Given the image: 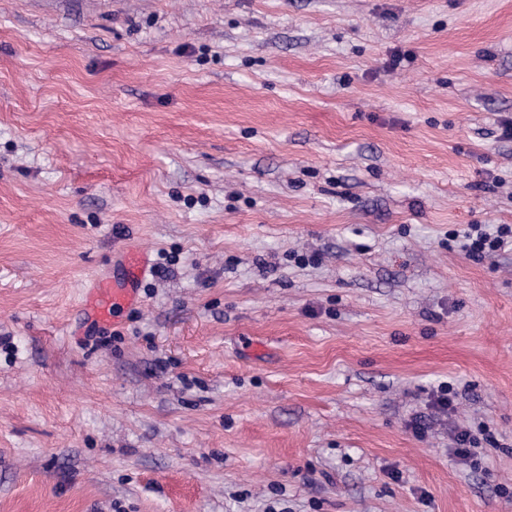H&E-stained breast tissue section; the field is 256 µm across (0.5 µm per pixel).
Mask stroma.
<instances>
[{
  "mask_svg": "<svg viewBox=\"0 0 512 512\" xmlns=\"http://www.w3.org/2000/svg\"><path fill=\"white\" fill-rule=\"evenodd\" d=\"M507 119L512 0H0V512H512ZM471 230L473 233L467 235L464 248L472 257L491 258L508 245L512 246V225L499 224L493 233L483 230L481 224L472 225ZM123 277L119 280L99 278L87 292L85 311L98 321L107 322L116 314L138 302V288L151 272L150 253L138 247H128L121 254Z\"/></svg>",
  "mask_w": 512,
  "mask_h": 512,
  "instance_id": "obj_1",
  "label": "stroma"
}]
</instances>
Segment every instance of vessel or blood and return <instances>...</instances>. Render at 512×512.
Returning <instances> with one entry per match:
<instances>
[{
    "instance_id": "obj_1",
    "label": "vessel or blood",
    "mask_w": 512,
    "mask_h": 512,
    "mask_svg": "<svg viewBox=\"0 0 512 512\" xmlns=\"http://www.w3.org/2000/svg\"><path fill=\"white\" fill-rule=\"evenodd\" d=\"M121 265L122 279H97L87 293L85 310L96 320L110 321L119 311L137 303L139 285L153 268L149 252L133 246L123 250Z\"/></svg>"
}]
</instances>
